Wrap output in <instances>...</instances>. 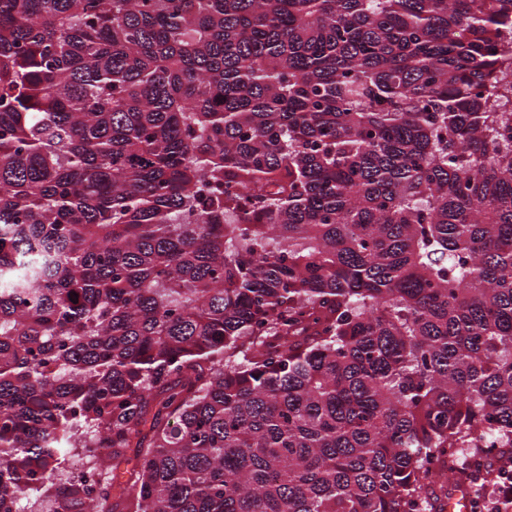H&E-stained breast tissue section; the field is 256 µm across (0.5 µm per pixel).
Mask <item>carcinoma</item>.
<instances>
[{"label":"carcinoma","mask_w":512,"mask_h":512,"mask_svg":"<svg viewBox=\"0 0 512 512\" xmlns=\"http://www.w3.org/2000/svg\"><path fill=\"white\" fill-rule=\"evenodd\" d=\"M511 33L0 0V512H443L511 471Z\"/></svg>","instance_id":"cac0c4a2"}]
</instances>
